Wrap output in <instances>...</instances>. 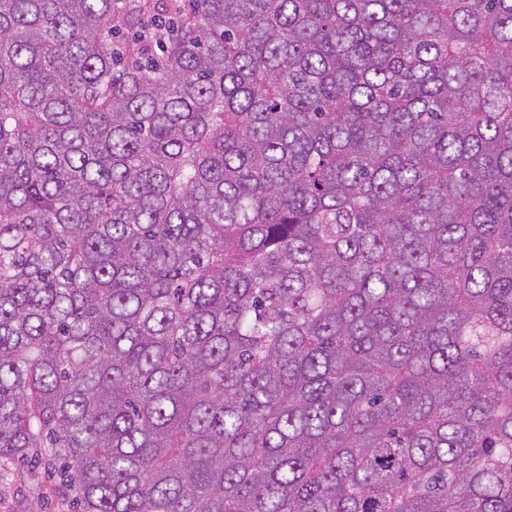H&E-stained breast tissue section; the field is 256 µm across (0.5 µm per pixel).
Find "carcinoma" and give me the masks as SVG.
Returning a JSON list of instances; mask_svg holds the SVG:
<instances>
[{
    "instance_id": "1",
    "label": "carcinoma",
    "mask_w": 512,
    "mask_h": 512,
    "mask_svg": "<svg viewBox=\"0 0 512 512\" xmlns=\"http://www.w3.org/2000/svg\"><path fill=\"white\" fill-rule=\"evenodd\" d=\"M35 448L81 512H512V0H0Z\"/></svg>"
}]
</instances>
